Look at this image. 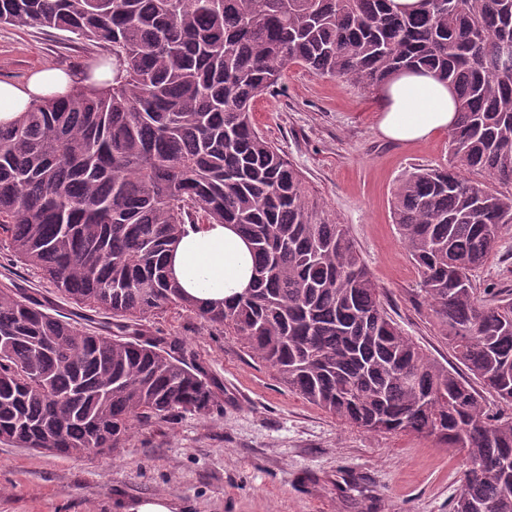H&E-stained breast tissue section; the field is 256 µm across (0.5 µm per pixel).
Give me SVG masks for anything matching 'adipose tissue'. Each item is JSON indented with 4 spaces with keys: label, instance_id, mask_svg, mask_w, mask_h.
Masks as SVG:
<instances>
[{
    "label": "adipose tissue",
    "instance_id": "ef3b65f1",
    "mask_svg": "<svg viewBox=\"0 0 512 512\" xmlns=\"http://www.w3.org/2000/svg\"><path fill=\"white\" fill-rule=\"evenodd\" d=\"M75 75L54 68L34 72L22 84L0 81V124L13 122L35 100L68 94ZM379 130L399 142H415L449 131L456 100L447 83L433 73L405 72L383 89ZM172 277L184 292L204 305H218L240 293L250 281L245 239L224 224L188 227L169 255Z\"/></svg>",
    "mask_w": 512,
    "mask_h": 512
}]
</instances>
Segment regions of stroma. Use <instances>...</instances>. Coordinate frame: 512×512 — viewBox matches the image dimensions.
Instances as JSON below:
<instances>
[{
  "label": "stroma",
  "instance_id": "35a3bbf8",
  "mask_svg": "<svg viewBox=\"0 0 512 512\" xmlns=\"http://www.w3.org/2000/svg\"><path fill=\"white\" fill-rule=\"evenodd\" d=\"M95 53L58 31L0 26L1 81L21 84L48 67L78 74ZM382 104L380 91L292 64L278 88L256 100L253 119L346 225L403 333L451 367L391 214L398 180L447 162L449 135L386 139L378 130ZM7 280L61 313L76 310L2 242L0 283ZM476 285L512 289V236L499 242ZM151 325L191 350L217 383L218 412L138 424L122 447L77 458L0 444V512H119L157 495L176 512H451L462 460L435 439L344 423L289 390L234 333L193 314L170 308Z\"/></svg>",
  "mask_w": 512,
  "mask_h": 512
}]
</instances>
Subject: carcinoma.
<instances>
[{"label": "carcinoma", "mask_w": 512, "mask_h": 512, "mask_svg": "<svg viewBox=\"0 0 512 512\" xmlns=\"http://www.w3.org/2000/svg\"><path fill=\"white\" fill-rule=\"evenodd\" d=\"M0 0V24L107 52L81 84L0 126V240L95 327L0 286V443L72 458L134 423L207 418L214 382L147 323L169 307L233 330L307 402L466 460L453 512H512V296L475 273L512 234V0ZM290 64L365 90L419 67L452 86L444 166L398 180L393 221L462 375L405 336L353 239L256 127ZM247 241L249 290L203 306L167 258L185 226Z\"/></svg>", "instance_id": "1"}]
</instances>
